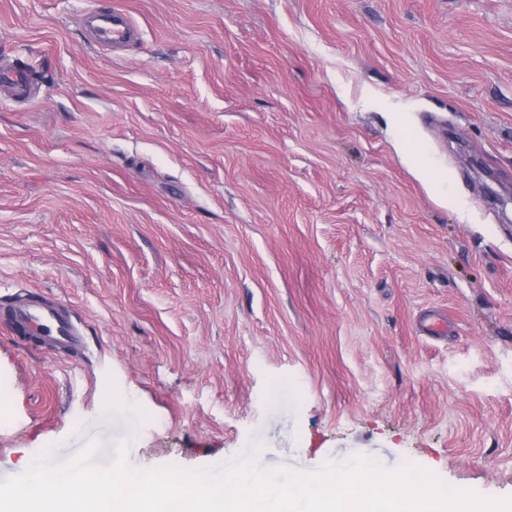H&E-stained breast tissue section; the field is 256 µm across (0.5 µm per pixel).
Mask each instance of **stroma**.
Instances as JSON below:
<instances>
[{"label": "stroma", "mask_w": 512, "mask_h": 512, "mask_svg": "<svg viewBox=\"0 0 512 512\" xmlns=\"http://www.w3.org/2000/svg\"><path fill=\"white\" fill-rule=\"evenodd\" d=\"M139 39L97 45L88 13ZM0 481L409 460L512 496V0H0ZM448 333L420 330L425 315ZM0 88H6L16 98L26 97L30 94L28 76L21 71H1ZM5 323L21 326L29 336L41 337L54 348L67 347L77 342L78 331L69 318L61 316L48 304H17L8 310Z\"/></svg>", "instance_id": "1"}]
</instances>
